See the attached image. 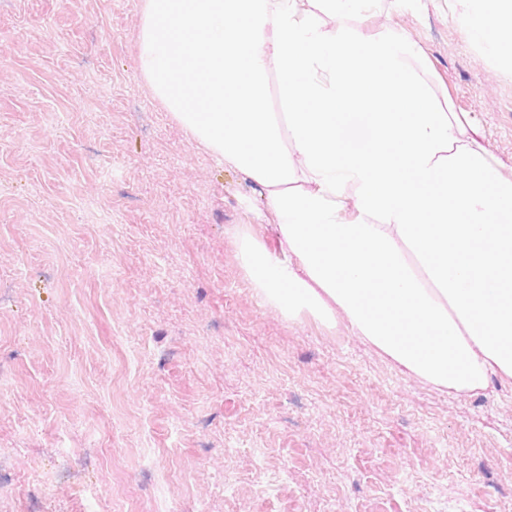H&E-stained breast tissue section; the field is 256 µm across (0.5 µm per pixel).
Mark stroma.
<instances>
[{"label": "stroma", "instance_id": "obj_1", "mask_svg": "<svg viewBox=\"0 0 512 512\" xmlns=\"http://www.w3.org/2000/svg\"><path fill=\"white\" fill-rule=\"evenodd\" d=\"M141 10L0 0V512H512L511 388L439 391L263 304L258 195L151 92ZM356 24L404 34L512 176V62L452 0Z\"/></svg>", "mask_w": 512, "mask_h": 512}]
</instances>
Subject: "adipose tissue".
I'll return each instance as SVG.
<instances>
[{
  "label": "adipose tissue",
  "mask_w": 512,
  "mask_h": 512,
  "mask_svg": "<svg viewBox=\"0 0 512 512\" xmlns=\"http://www.w3.org/2000/svg\"><path fill=\"white\" fill-rule=\"evenodd\" d=\"M375 2L144 0L142 74L274 215L277 250L239 239L266 305L345 324L440 391L510 384L512 179L435 101L404 35L349 25ZM457 4L498 53L512 0Z\"/></svg>",
  "instance_id": "adipose-tissue-1"
}]
</instances>
